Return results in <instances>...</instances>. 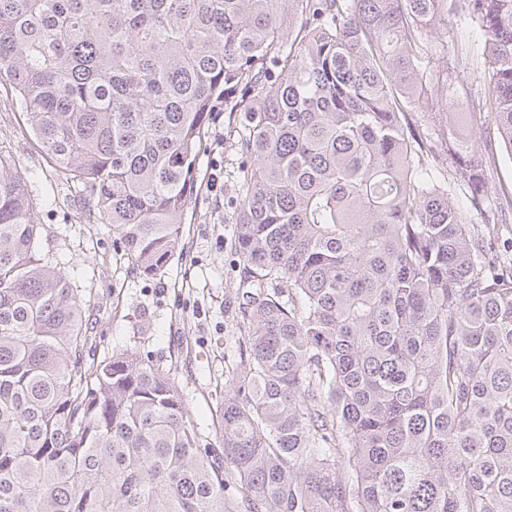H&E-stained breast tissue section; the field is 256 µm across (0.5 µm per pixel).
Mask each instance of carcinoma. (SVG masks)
<instances>
[{
	"label": "carcinoma",
	"mask_w": 512,
	"mask_h": 512,
	"mask_svg": "<svg viewBox=\"0 0 512 512\" xmlns=\"http://www.w3.org/2000/svg\"><path fill=\"white\" fill-rule=\"evenodd\" d=\"M463 7L474 87L427 39L457 0H0V85L139 273L178 248L217 110L246 160L219 452L162 366L86 360L0 153V512H512V199L453 112L493 111L512 154V0Z\"/></svg>",
	"instance_id": "carcinoma-1"
}]
</instances>
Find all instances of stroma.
Wrapping results in <instances>:
<instances>
[{
	"instance_id": "35a3bbf8",
	"label": "stroma",
	"mask_w": 512,
	"mask_h": 512,
	"mask_svg": "<svg viewBox=\"0 0 512 512\" xmlns=\"http://www.w3.org/2000/svg\"><path fill=\"white\" fill-rule=\"evenodd\" d=\"M428 40L442 52L466 53L470 67L464 81H482L483 44L464 11L433 27ZM24 110L0 85V150L13 156L18 172L32 184L42 247L59 260L85 308L90 357L100 361L133 350L160 364L183 391L201 446L220 447L224 369L237 336L239 273L229 218L238 204L235 177L242 159L229 145L200 159L199 185L180 244L167 266L147 277L133 270L111 227L87 223L72 193L57 185ZM466 125L473 159L493 172L491 194L511 197L512 156L493 120L471 118ZM214 165L224 178L221 189L211 193L205 182Z\"/></svg>"
}]
</instances>
